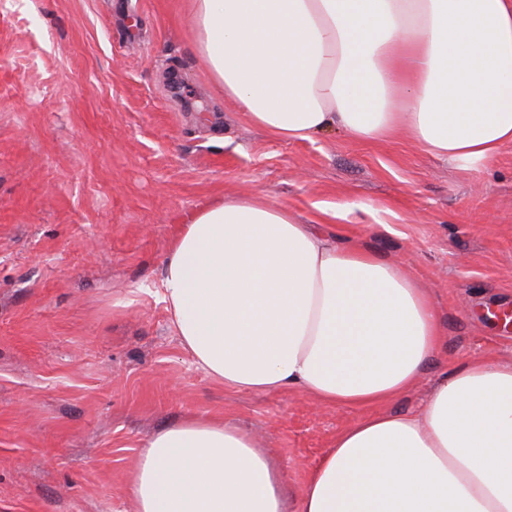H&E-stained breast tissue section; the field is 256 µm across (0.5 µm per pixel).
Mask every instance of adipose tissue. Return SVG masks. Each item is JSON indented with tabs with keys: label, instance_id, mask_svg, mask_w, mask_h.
Returning <instances> with one entry per match:
<instances>
[{
	"label": "adipose tissue",
	"instance_id": "obj_1",
	"mask_svg": "<svg viewBox=\"0 0 512 512\" xmlns=\"http://www.w3.org/2000/svg\"><path fill=\"white\" fill-rule=\"evenodd\" d=\"M190 19L215 89L276 138L401 131L464 168L512 143V0H191ZM163 286L183 346L240 391L382 404L442 340L405 267L253 192L192 214ZM130 486L136 512H512V363H466L419 412L353 423L295 511L255 437L212 418L156 433Z\"/></svg>",
	"mask_w": 512,
	"mask_h": 512
}]
</instances>
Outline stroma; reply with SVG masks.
Wrapping results in <instances>:
<instances>
[{
    "mask_svg": "<svg viewBox=\"0 0 512 512\" xmlns=\"http://www.w3.org/2000/svg\"><path fill=\"white\" fill-rule=\"evenodd\" d=\"M189 0H0V512H133L155 432L188 416L249 431L301 495L354 421L415 412L464 363L512 362V144L460 168L406 136L284 141L210 84ZM262 193L430 288L421 380L373 407L206 375L163 299L195 211Z\"/></svg>",
    "mask_w": 512,
    "mask_h": 512,
    "instance_id": "stroma-1",
    "label": "stroma"
}]
</instances>
